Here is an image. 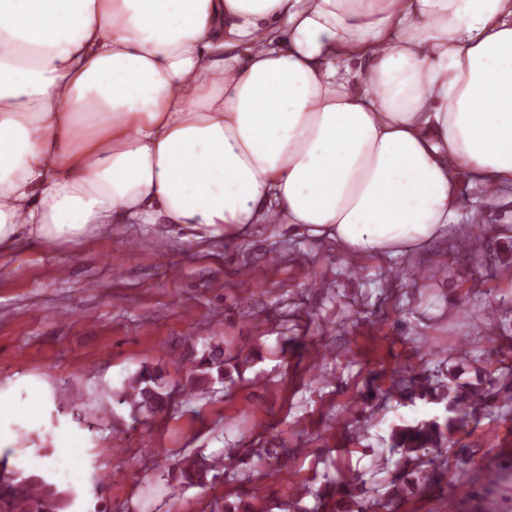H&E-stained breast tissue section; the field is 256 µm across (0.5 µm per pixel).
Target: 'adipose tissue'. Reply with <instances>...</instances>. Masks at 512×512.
Here are the masks:
<instances>
[{
	"label": "adipose tissue",
	"instance_id": "1",
	"mask_svg": "<svg viewBox=\"0 0 512 512\" xmlns=\"http://www.w3.org/2000/svg\"><path fill=\"white\" fill-rule=\"evenodd\" d=\"M512 186V0H0V254L284 224L344 257Z\"/></svg>",
	"mask_w": 512,
	"mask_h": 512
}]
</instances>
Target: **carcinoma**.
Masks as SVG:
<instances>
[{"instance_id": "cac0c4a2", "label": "carcinoma", "mask_w": 512, "mask_h": 512, "mask_svg": "<svg viewBox=\"0 0 512 512\" xmlns=\"http://www.w3.org/2000/svg\"><path fill=\"white\" fill-rule=\"evenodd\" d=\"M228 376L224 352L211 346L203 354L199 366L186 379L189 393L205 391L213 381ZM163 376L157 369L142 366L130 376L121 390L113 394L119 404L129 406L135 415H155L168 408L169 395L164 391ZM395 390L403 401L423 399L445 404L447 416L421 419L413 424L398 425L390 433L391 449L400 455V473L385 493V504L402 498L414 487L411 472L406 466L422 463L429 454L440 455L442 449L458 444L457 435L471 422H478L485 412L497 403L501 393L512 400V386L505 384L497 391L482 390L467 383H453L417 377L411 370L395 381ZM233 467L232 457L207 454L199 449L177 463L176 477L181 486L205 487L224 476ZM71 492L61 489L42 474L23 475L8 467V458L0 459V512H64L69 506Z\"/></svg>"}]
</instances>
